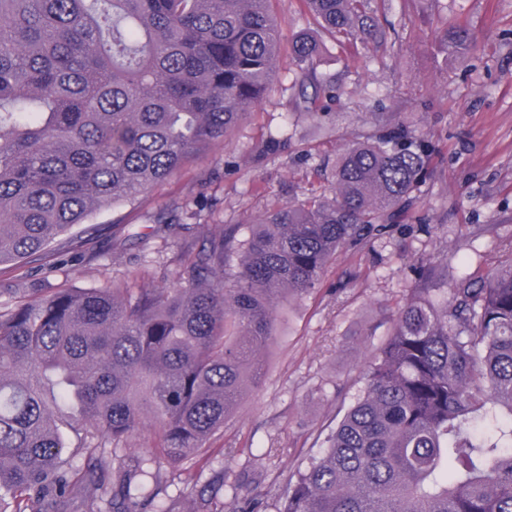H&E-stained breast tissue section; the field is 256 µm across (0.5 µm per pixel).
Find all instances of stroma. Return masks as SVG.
I'll return each instance as SVG.
<instances>
[{
	"instance_id": "1",
	"label": "stroma",
	"mask_w": 512,
	"mask_h": 512,
	"mask_svg": "<svg viewBox=\"0 0 512 512\" xmlns=\"http://www.w3.org/2000/svg\"><path fill=\"white\" fill-rule=\"evenodd\" d=\"M380 38L320 35L318 77L334 89L317 111L297 104L287 56H280L271 90L226 141L155 186L142 200L96 211L74 233L81 246L38 263L0 266V301L14 290L95 288L143 272L153 287L173 285L184 247L207 231L250 224L293 198L328 192L336 158L372 132L381 118L414 122L440 150L430 177L419 185L410 224L431 233L398 229L359 253L339 252L316 293L285 307L280 334L264 355L258 386L211 436L190 472L171 463L167 493L182 512H224L233 496L259 499L275 512L267 486L250 484L264 461L286 474L325 448L342 411L359 395L369 352L416 288L418 259L447 262L449 280L478 277L512 265V0H370ZM472 34L461 56L443 52L438 34L454 20ZM331 126L332 137L317 133ZM285 139L281 152L256 158L257 142ZM177 232L157 228L158 217ZM136 225L149 241L126 240ZM153 435L141 428L108 458L104 501H111L120 467L133 464ZM230 470L239 491L213 484Z\"/></svg>"
}]
</instances>
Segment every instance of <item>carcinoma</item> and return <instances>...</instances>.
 I'll return each instance as SVG.
<instances>
[{
	"label": "carcinoma",
	"instance_id": "cac0c4a2",
	"mask_svg": "<svg viewBox=\"0 0 512 512\" xmlns=\"http://www.w3.org/2000/svg\"><path fill=\"white\" fill-rule=\"evenodd\" d=\"M273 2L0 0V264L45 256L227 138L274 80ZM305 2L332 35L375 27L364 0ZM471 39L464 24L440 36L449 53ZM289 52L313 108L317 36ZM435 158L385 119L337 158L331 196L188 246L174 288H30L0 304V512H103V459L146 418L157 446L119 474L113 512H181L161 460L188 463L224 428L280 306L317 290L339 251L400 228ZM416 271L323 453L273 477L276 512H512V266L451 288L446 261Z\"/></svg>",
	"mask_w": 512,
	"mask_h": 512
}]
</instances>
